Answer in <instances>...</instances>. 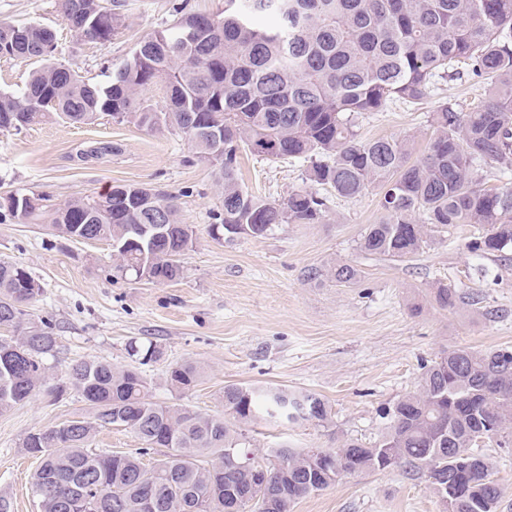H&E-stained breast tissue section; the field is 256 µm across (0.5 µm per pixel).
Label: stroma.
<instances>
[{
	"label": "stroma",
	"instance_id": "1",
	"mask_svg": "<svg viewBox=\"0 0 512 512\" xmlns=\"http://www.w3.org/2000/svg\"><path fill=\"white\" fill-rule=\"evenodd\" d=\"M221 14L224 0H126L124 22L109 41H89L63 20L57 0H0V21L50 28L57 58L82 79L106 83V70L129 57L136 42L172 20L174 7ZM480 78L445 83L419 109L395 105L366 115L362 138L411 139L412 159L426 152L427 123L439 100L462 106L482 99ZM240 177L252 193L280 202L308 187L302 162L240 157ZM144 184L175 196L195 242L184 272L158 285L112 275L105 241L65 240L44 225L0 221V260L26 268L42 292L31 313L50 321L61 358L51 383L78 361L130 365V340L161 346L163 359L146 367L153 400L219 411L217 392L228 383L270 384L319 394L332 408L325 426L261 421L247 428L258 448H334L354 440L370 445L384 433L383 408L418 386L422 365L454 346H512V258H481L466 224L431 233L411 260L366 255L359 241L382 217L380 196L368 188L336 199L324 224H282L263 238L218 242L209 226L223 206L212 168L199 161L178 132L150 131L102 115L89 124L46 120L18 132H0V197L43 193L53 203L90 198L119 184ZM357 266L360 277L339 286L328 280L336 263ZM444 284L480 293L487 306H433L432 288ZM203 369L198 386L183 395L165 384L168 365L183 360ZM73 396L40 394L0 414V492L13 512H38L31 490L35 457L21 446L32 431L89 415ZM291 512H445L426 476L396 467L343 476L299 499Z\"/></svg>",
	"mask_w": 512,
	"mask_h": 512
}]
</instances>
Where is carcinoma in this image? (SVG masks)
<instances>
[{"instance_id": "obj_1", "label": "carcinoma", "mask_w": 512, "mask_h": 512, "mask_svg": "<svg viewBox=\"0 0 512 512\" xmlns=\"http://www.w3.org/2000/svg\"><path fill=\"white\" fill-rule=\"evenodd\" d=\"M80 14L64 16L80 36L107 41L123 22L124 0H78ZM13 31L0 56L39 59L23 88L0 92V132H19L53 115L86 124L98 115L122 118L146 129L181 133L194 155L214 167L224 190L223 211L209 235L267 236L280 224H325L335 197L352 199L378 189L383 220L359 242L368 255L395 260L419 254L434 228L473 226L469 248L480 256L507 258L512 250V182L486 186L487 167H512V0H224V15L185 13L149 33L105 85L90 84L55 59L54 33L38 25L0 21ZM469 72L488 94L464 109L441 102L430 113L426 154L408 164L410 140H364L359 121L395 102L418 105L438 85ZM224 123V150L200 138L207 122ZM268 160L308 164L307 179L320 187L296 190L271 202L245 188L238 177L242 153ZM25 213L50 217L49 227L71 239L112 243L113 276L136 277L150 265L149 282L181 278L186 252L184 225L173 196L135 184L112 196L72 199L59 207L32 194ZM102 209L94 224L77 223ZM164 212L168 234L142 229ZM327 276L338 285L357 280L347 262ZM40 284L22 266L0 261V414L46 387L58 357L53 325L29 318ZM432 299L442 310L466 306L476 312L484 297L437 286ZM132 368L107 360L71 365L64 389L87 402L91 413L28 433L21 447L40 460L33 476L39 512H229L232 496H247L240 512H291L296 500L334 485L349 467L359 471L396 467L427 474L437 491L460 475L461 498L448 512H498L502 495L494 464L477 452L479 443L512 444V347H457L424 366L417 389L384 413L386 431L371 446L345 442L324 465L327 479L316 486L310 473L320 462L307 449L281 445L262 451L243 426L274 418L288 422L332 421L331 406L312 392L268 385H224L222 411L208 413L150 399V383L139 370L163 357L151 341L131 340ZM190 360L170 365L166 384L185 393L201 380ZM109 426L132 432L143 447L113 452L93 447ZM157 448L160 457L144 463ZM288 460V471L277 461ZM265 462L269 486L262 489L248 462Z\"/></svg>"}]
</instances>
